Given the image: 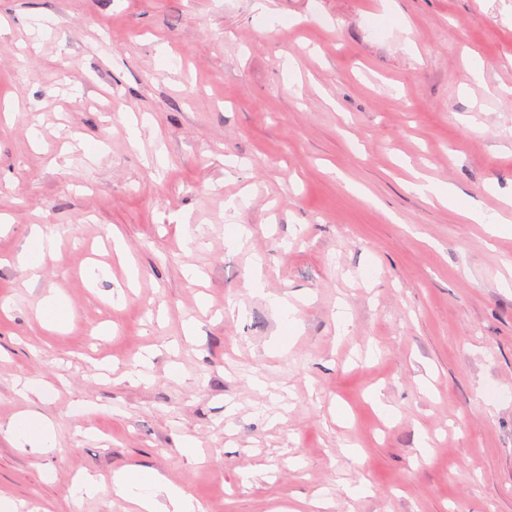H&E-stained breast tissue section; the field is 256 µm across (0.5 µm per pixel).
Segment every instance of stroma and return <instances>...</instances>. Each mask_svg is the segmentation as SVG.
I'll list each match as a JSON object with an SVG mask.
<instances>
[{
    "mask_svg": "<svg viewBox=\"0 0 512 512\" xmlns=\"http://www.w3.org/2000/svg\"><path fill=\"white\" fill-rule=\"evenodd\" d=\"M265 3L0 0V425L54 429L0 437L18 512H135L69 495L130 466L205 512H512V224L407 188L512 193V0ZM413 177V181L409 183L413 191L425 197L435 198L463 216L469 224H485L486 231L491 236L499 234L501 225L510 224V220L505 219L500 213L489 214L479 207L467 204L451 185L438 184L417 171L413 172ZM56 248L55 239L44 234L40 228L35 227V231L30 235L20 257V261L31 280L39 278L38 271L45 253H52L56 251ZM39 312L50 325L56 327L63 326L70 316L66 303L55 296L45 297L39 306ZM8 435L19 448L45 451L52 446L53 427L51 422L35 412H21L6 426H0V434Z\"/></svg>",
    "mask_w": 512,
    "mask_h": 512,
    "instance_id": "obj_1",
    "label": "stroma"
}]
</instances>
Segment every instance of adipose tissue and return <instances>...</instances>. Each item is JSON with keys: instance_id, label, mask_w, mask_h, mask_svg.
Segmentation results:
<instances>
[{"instance_id": "obj_1", "label": "adipose tissue", "mask_w": 512, "mask_h": 512, "mask_svg": "<svg viewBox=\"0 0 512 512\" xmlns=\"http://www.w3.org/2000/svg\"><path fill=\"white\" fill-rule=\"evenodd\" d=\"M410 187L416 193L432 197L463 216L468 223L485 225L487 233L498 235L505 222L504 212L512 210V196L502 197V210L490 214L467 204L453 186L434 182L422 173H415ZM0 432L8 435L20 448L43 451L52 445L51 422L35 412H22L14 416ZM96 477L87 475L73 484L74 496L94 495L105 489ZM113 495L132 503L137 512H202L200 503L181 487L172 484L162 473L140 467L115 472L110 487Z\"/></svg>"}]
</instances>
